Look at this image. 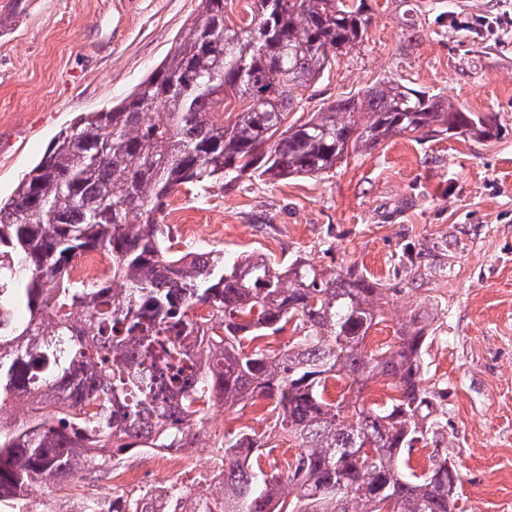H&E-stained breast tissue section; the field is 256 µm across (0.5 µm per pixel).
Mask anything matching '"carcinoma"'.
Wrapping results in <instances>:
<instances>
[{"label":"carcinoma","instance_id":"cac0c4a2","mask_svg":"<svg viewBox=\"0 0 512 512\" xmlns=\"http://www.w3.org/2000/svg\"><path fill=\"white\" fill-rule=\"evenodd\" d=\"M365 3L250 0L233 17L227 0H200L157 69L61 130L0 202V503L37 483L60 491L81 471L105 476L116 448L187 452L213 407L263 400L268 430L214 442L219 495L177 490L161 512H456V465L432 456L417 473L404 459L439 435L424 368L433 312L409 309L393 342L370 350L385 299L373 277L172 254L164 222L184 186L321 175L401 135H498L492 113L396 80L288 121L294 92L367 34ZM432 9L466 38L487 31L446 0ZM90 252L112 261L110 279L73 278ZM376 382L397 392L383 407L363 396ZM9 405L21 419L2 414ZM285 443L294 453L272 456ZM108 512L149 510L119 496Z\"/></svg>","mask_w":512,"mask_h":512}]
</instances>
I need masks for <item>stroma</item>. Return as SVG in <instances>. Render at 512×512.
I'll use <instances>...</instances> for the list:
<instances>
[{
	"label": "stroma",
	"instance_id": "stroma-1",
	"mask_svg": "<svg viewBox=\"0 0 512 512\" xmlns=\"http://www.w3.org/2000/svg\"><path fill=\"white\" fill-rule=\"evenodd\" d=\"M430 0H368L356 49L303 91L299 117L387 78L495 113L489 140L397 136L326 175L233 188H182L168 201L172 250L268 255L285 265L367 271L386 289L367 339L390 344L412 304L436 312L425 358L441 434L410 464L448 456L461 476L459 512H512V0H448L497 21L480 41L436 22ZM198 0H0V198L8 199L63 128L122 100L170 53ZM416 25L419 37L408 27ZM208 227L206 235L196 225ZM100 481L63 493L30 486L42 512H83Z\"/></svg>",
	"mask_w": 512,
	"mask_h": 512
}]
</instances>
